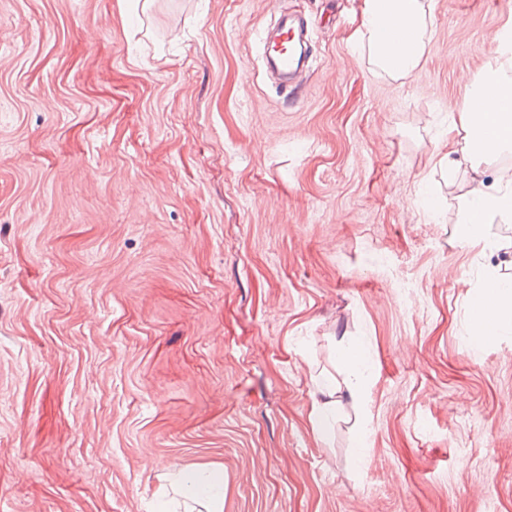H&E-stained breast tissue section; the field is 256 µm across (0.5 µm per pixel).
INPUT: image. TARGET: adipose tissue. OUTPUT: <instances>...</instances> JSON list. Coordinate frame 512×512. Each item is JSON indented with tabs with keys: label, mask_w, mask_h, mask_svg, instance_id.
<instances>
[{
	"label": "adipose tissue",
	"mask_w": 512,
	"mask_h": 512,
	"mask_svg": "<svg viewBox=\"0 0 512 512\" xmlns=\"http://www.w3.org/2000/svg\"><path fill=\"white\" fill-rule=\"evenodd\" d=\"M359 40L376 74L403 79L422 63L431 15L430 0H362ZM460 121L465 131L461 156L479 167L512 149V69L494 63L474 77ZM512 220V175L494 183L474 178L467 191L464 214L466 241L497 249L484 227L492 219ZM472 342L486 341L512 330V282L488 273L484 289L472 305Z\"/></svg>",
	"instance_id": "adipose-tissue-1"
}]
</instances>
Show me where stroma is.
<instances>
[{
	"label": "stroma",
	"instance_id": "1",
	"mask_svg": "<svg viewBox=\"0 0 512 512\" xmlns=\"http://www.w3.org/2000/svg\"><path fill=\"white\" fill-rule=\"evenodd\" d=\"M431 2L394 80L360 0H0V512H152L211 468L223 512H512V334L468 342L512 222L491 253L460 220L500 162L439 164L512 0ZM308 34L309 23L306 18L283 16L278 35L267 46L268 67L280 76L290 79L304 65ZM283 35L288 37V50L278 45V38Z\"/></svg>",
	"mask_w": 512,
	"mask_h": 512
}]
</instances>
